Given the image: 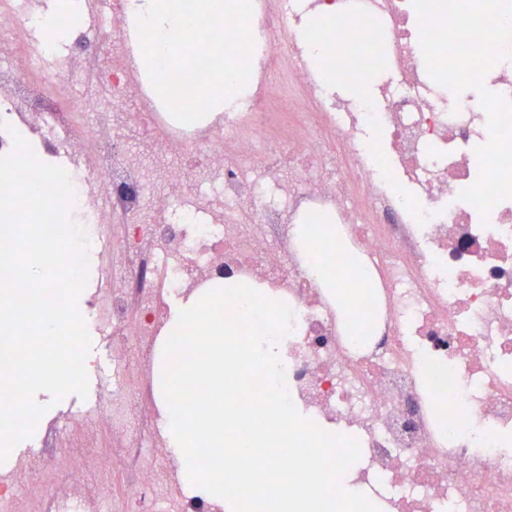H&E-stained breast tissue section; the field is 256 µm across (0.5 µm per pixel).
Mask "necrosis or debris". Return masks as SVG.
I'll return each mask as SVG.
<instances>
[{
	"label": "necrosis or debris",
	"mask_w": 512,
	"mask_h": 512,
	"mask_svg": "<svg viewBox=\"0 0 512 512\" xmlns=\"http://www.w3.org/2000/svg\"><path fill=\"white\" fill-rule=\"evenodd\" d=\"M131 3L110 0L97 40L75 33L48 72L27 48L40 0H0V156L18 135L77 172L99 267L87 307L112 360L97 401L0 465V512H171L178 498L215 512L157 466L170 453L154 365L170 301L218 280L290 306L279 343L290 397L357 439L347 483L380 512H512V199L485 218L459 200L479 173L487 115L431 82L412 0H252L247 91L189 125L153 87ZM313 11L345 21L343 38L375 42L372 103L341 97L314 69ZM124 130L136 147H118ZM317 215L336 226L319 245L334 289L310 273L295 232ZM356 316L366 335H353ZM426 357L439 366L424 380Z\"/></svg>",
	"instance_id": "necrosis-or-debris-1"
}]
</instances>
